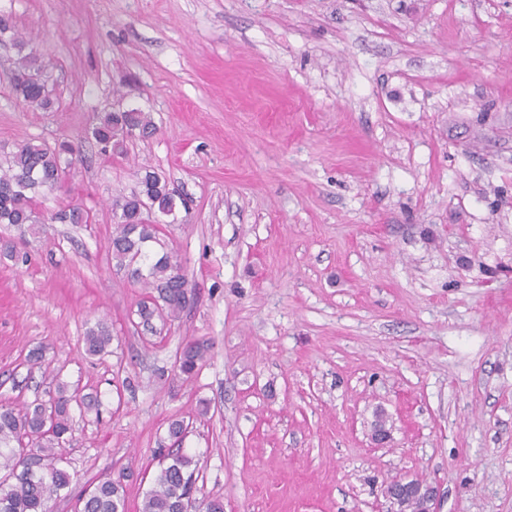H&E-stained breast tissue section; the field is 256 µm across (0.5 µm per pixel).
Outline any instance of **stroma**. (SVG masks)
Returning <instances> with one entry per match:
<instances>
[{"label": "stroma", "instance_id": "obj_1", "mask_svg": "<svg viewBox=\"0 0 512 512\" xmlns=\"http://www.w3.org/2000/svg\"><path fill=\"white\" fill-rule=\"evenodd\" d=\"M0 10L59 97L25 108L0 44V163L29 140L81 148L40 234L0 224V404L59 381L99 399L72 413L52 512L118 476L139 512L175 419L198 512H386L396 477L437 487L440 512H512V0ZM119 95L158 131L107 159L88 137ZM147 169L175 194L162 238L192 297L157 336L108 252L112 201ZM68 205L92 223L54 220ZM191 337L210 350L187 378ZM85 342L89 354L99 355L111 344L112 334L108 326L98 323L96 328L88 331Z\"/></svg>", "mask_w": 512, "mask_h": 512}]
</instances>
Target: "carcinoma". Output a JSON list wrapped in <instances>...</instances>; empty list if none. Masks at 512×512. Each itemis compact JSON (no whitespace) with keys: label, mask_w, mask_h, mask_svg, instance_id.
I'll return each mask as SVG.
<instances>
[{"label":"carcinoma","mask_w":512,"mask_h":512,"mask_svg":"<svg viewBox=\"0 0 512 512\" xmlns=\"http://www.w3.org/2000/svg\"><path fill=\"white\" fill-rule=\"evenodd\" d=\"M7 36L22 56L13 70L12 87L16 97L42 111L56 103L54 89L44 67L33 55L24 53L26 40L16 28L12 16L0 12V38ZM134 130L137 138L147 140L157 127L150 114L140 109L118 108L103 113L92 127L91 138L105 156L123 155L130 138L125 131ZM73 146L62 141L54 145L26 142L6 158L0 169V224L25 225L36 235L46 218L39 210L38 190H53L66 178L73 165ZM175 198L168 182L154 171L140 178L137 191L120 196L112 203L117 227L109 244L112 261L135 282L156 294L139 303L138 316L143 326L154 329L153 320L173 317L186 307L183 285L187 284L180 267L166 253L153 257L146 244L160 243L159 221L145 214L168 216L175 210ZM91 355L103 353L112 342L108 326L99 323L85 336ZM208 346L189 340L182 348L178 369L193 375L204 359ZM92 409L98 400L71 393L67 385L57 383L46 400H35L22 408L0 406V512H49L48 501L70 486V475L58 467L66 435L72 430V406ZM28 439L34 449H14L10 443ZM193 457L174 448L163 454L153 487L146 493L142 512H183L190 502L194 485ZM81 512H125L121 484L101 480L91 484V491L79 496Z\"/></svg>","instance_id":"carcinoma-1"}]
</instances>
